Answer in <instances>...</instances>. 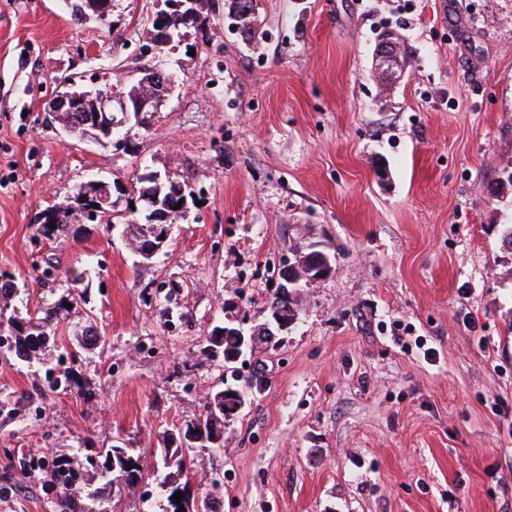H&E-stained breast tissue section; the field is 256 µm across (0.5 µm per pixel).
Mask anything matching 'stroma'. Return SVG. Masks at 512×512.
<instances>
[{
    "label": "stroma",
    "mask_w": 512,
    "mask_h": 512,
    "mask_svg": "<svg viewBox=\"0 0 512 512\" xmlns=\"http://www.w3.org/2000/svg\"><path fill=\"white\" fill-rule=\"evenodd\" d=\"M162 6L77 24L63 0H0V285L16 318L74 272L85 298L28 362L0 324V512H163L153 473L176 447L221 512H512V0H259L249 41L208 0L204 30L151 49ZM387 29L410 60L385 93ZM154 67L175 83L127 149L47 112L65 77L124 92ZM149 172L195 199L152 259L116 222L40 234L76 185ZM312 241L334 272L226 364L214 327L262 323L274 270ZM89 325L100 343H77ZM229 387L248 399L221 450L181 445ZM114 445L138 486L100 477Z\"/></svg>",
    "instance_id": "stroma-1"
}]
</instances>
